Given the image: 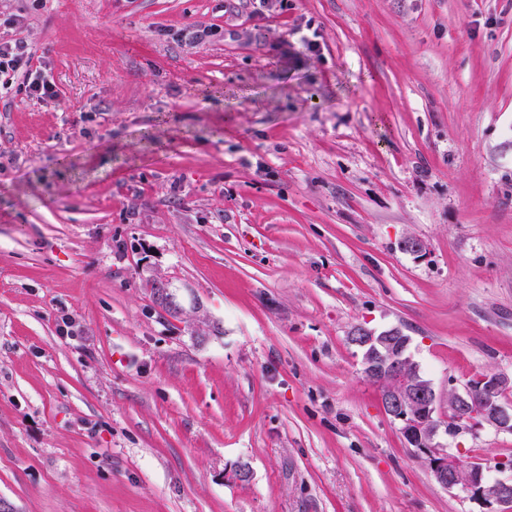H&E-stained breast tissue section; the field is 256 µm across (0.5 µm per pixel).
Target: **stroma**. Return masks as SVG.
<instances>
[{"mask_svg":"<svg viewBox=\"0 0 512 512\" xmlns=\"http://www.w3.org/2000/svg\"><path fill=\"white\" fill-rule=\"evenodd\" d=\"M19 36L56 94L0 95V502L490 512L350 334L443 412L512 375V0H0ZM434 445L512 477L493 426ZM350 337L361 351L366 378L378 384L386 379L392 383L383 395L384 409L400 422L405 441L412 447H423L416 449L431 456L437 483L448 490H468L489 504H510L512 480H490L486 476L489 468L482 463L466 464L434 448L440 428L437 394L408 354L409 337L395 329L376 333L364 326H356Z\"/></svg>","mask_w":512,"mask_h":512,"instance_id":"35a3bbf8","label":"stroma"}]
</instances>
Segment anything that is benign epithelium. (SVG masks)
<instances>
[{"instance_id": "7a95c632", "label": "benign epithelium", "mask_w": 512, "mask_h": 512, "mask_svg": "<svg viewBox=\"0 0 512 512\" xmlns=\"http://www.w3.org/2000/svg\"><path fill=\"white\" fill-rule=\"evenodd\" d=\"M153 297L162 306L175 310L176 297L167 282L152 284ZM353 344L362 354L363 373L373 382L390 381L392 388L383 395L386 413L401 424L405 441L421 446L431 456V469L437 483L445 489H463L490 504L512 503V480H490L488 467L481 463L466 464L434 448L433 440L440 424L438 399L430 381L425 379L408 354L409 337L399 330L377 333L364 326L351 332ZM481 404L470 406V388L448 398V408L458 415V427L474 429L489 424L504 433H512V407L506 395L512 392V378L494 373L478 379Z\"/></svg>"}]
</instances>
